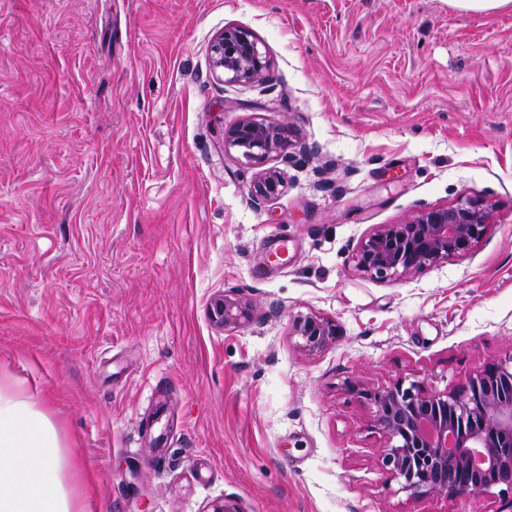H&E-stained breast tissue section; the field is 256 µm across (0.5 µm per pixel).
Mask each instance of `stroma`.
<instances>
[{
	"label": "stroma",
	"instance_id": "obj_1",
	"mask_svg": "<svg viewBox=\"0 0 512 512\" xmlns=\"http://www.w3.org/2000/svg\"><path fill=\"white\" fill-rule=\"evenodd\" d=\"M229 26L262 78L215 77ZM245 118L285 143L259 168L224 153ZM461 199L489 211L471 255L356 270L378 225ZM307 314L339 328L314 354ZM510 357L512 8L0 0V389L50 417L86 512H506L401 491L347 387L460 392ZM282 181L275 171H263L253 182L250 191L254 203L261 204L270 201L280 192ZM212 319L225 329L241 326L251 318L250 309L238 298L224 294L214 300L211 310Z\"/></svg>",
	"mask_w": 512,
	"mask_h": 512
}]
</instances>
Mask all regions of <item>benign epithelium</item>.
<instances>
[{"label": "benign epithelium", "instance_id": "benign-epithelium-1", "mask_svg": "<svg viewBox=\"0 0 512 512\" xmlns=\"http://www.w3.org/2000/svg\"><path fill=\"white\" fill-rule=\"evenodd\" d=\"M211 55L214 73L224 82L254 81L268 67L257 39L244 28H224L212 41ZM281 146L275 129L251 118L224 131V151H238L251 166ZM281 186L276 172H262L250 188L254 203L270 201ZM487 229L486 212L469 199L427 208L402 224L376 227L357 246L355 268L377 279L414 274L470 254ZM211 317L228 329L251 314L239 299L224 294L214 300ZM337 332L334 321L317 315L301 316L294 324V335L309 353L327 348ZM349 391L374 410L385 444L384 470L405 492L452 499L497 488L512 495V358L486 365L461 394L438 393L419 382L352 384Z\"/></svg>", "mask_w": 512, "mask_h": 512}]
</instances>
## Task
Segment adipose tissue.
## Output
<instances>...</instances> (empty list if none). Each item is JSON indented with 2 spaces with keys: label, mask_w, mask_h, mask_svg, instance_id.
Listing matches in <instances>:
<instances>
[{
  "label": "adipose tissue",
  "mask_w": 512,
  "mask_h": 512,
  "mask_svg": "<svg viewBox=\"0 0 512 512\" xmlns=\"http://www.w3.org/2000/svg\"><path fill=\"white\" fill-rule=\"evenodd\" d=\"M0 512H74L52 423L31 404L1 394Z\"/></svg>",
  "instance_id": "1"
}]
</instances>
